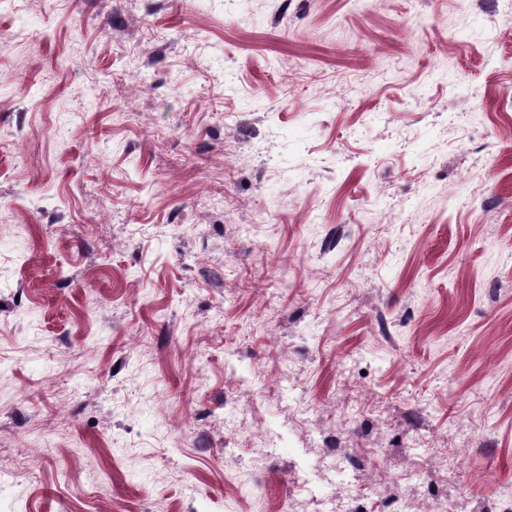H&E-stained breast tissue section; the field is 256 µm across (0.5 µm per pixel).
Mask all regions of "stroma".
Returning a JSON list of instances; mask_svg holds the SVG:
<instances>
[{
  "label": "stroma",
  "mask_w": 512,
  "mask_h": 512,
  "mask_svg": "<svg viewBox=\"0 0 512 512\" xmlns=\"http://www.w3.org/2000/svg\"><path fill=\"white\" fill-rule=\"evenodd\" d=\"M25 456L0 512L512 507V0H0Z\"/></svg>",
  "instance_id": "stroma-1"
}]
</instances>
